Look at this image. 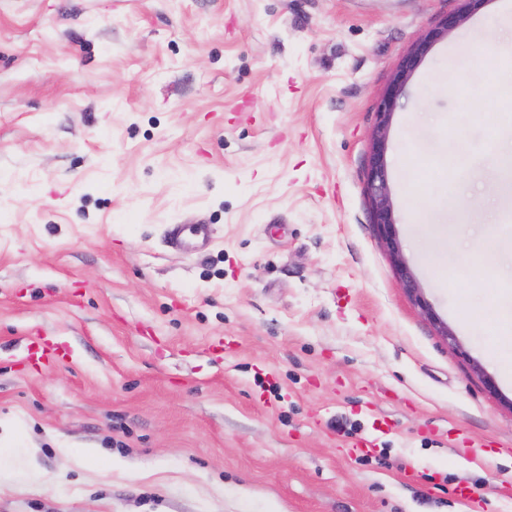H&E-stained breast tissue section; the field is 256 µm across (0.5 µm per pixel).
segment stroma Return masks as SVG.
Listing matches in <instances>:
<instances>
[{"instance_id":"35a3bbf8","label":"stroma","mask_w":512,"mask_h":512,"mask_svg":"<svg viewBox=\"0 0 512 512\" xmlns=\"http://www.w3.org/2000/svg\"><path fill=\"white\" fill-rule=\"evenodd\" d=\"M461 6L0 0V448L40 474L0 512H512V0H473L388 127L433 315L365 191L396 67ZM181 224L171 225L170 235L176 246L186 255L205 250L211 243V233L206 225H199L192 231V237H183Z\"/></svg>"}]
</instances>
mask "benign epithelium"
<instances>
[{
	"label": "benign epithelium",
	"instance_id": "7a95c632",
	"mask_svg": "<svg viewBox=\"0 0 512 512\" xmlns=\"http://www.w3.org/2000/svg\"><path fill=\"white\" fill-rule=\"evenodd\" d=\"M467 6L455 14L447 16L439 25L427 31L416 43L412 51L402 60L393 74L389 93L377 112L372 154L367 176V192L372 205L373 224L376 225L381 239L386 243L397 270L402 287L412 294L426 314L431 310L423 300L420 288L411 271L400 256L394 230L393 203L388 190V177L385 163L386 131L400 95L405 91L408 80L417 68L424 54L437 40L460 26L466 19Z\"/></svg>",
	"mask_w": 512,
	"mask_h": 512
}]
</instances>
